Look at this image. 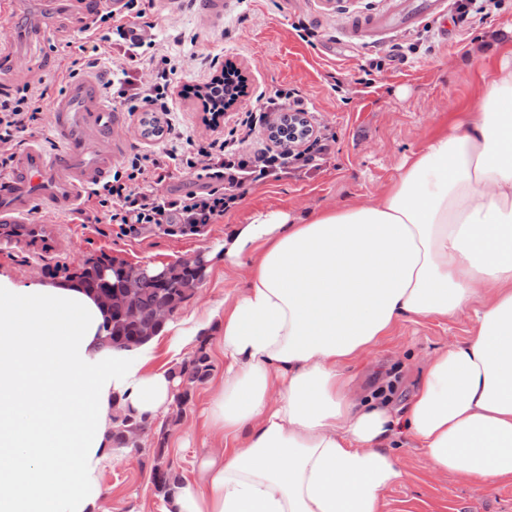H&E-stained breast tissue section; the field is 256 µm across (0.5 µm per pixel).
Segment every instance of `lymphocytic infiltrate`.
<instances>
[{
  "label": "lymphocytic infiltrate",
  "mask_w": 512,
  "mask_h": 512,
  "mask_svg": "<svg viewBox=\"0 0 512 512\" xmlns=\"http://www.w3.org/2000/svg\"><path fill=\"white\" fill-rule=\"evenodd\" d=\"M130 9L129 0H124L121 10H106L99 19L111 22L113 34L125 44L126 61L134 63L141 61L143 47L152 46L156 22L143 8L135 11V22H128L126 12ZM150 66V81L136 82L125 77L109 84L108 89L113 103L126 112L143 111L154 117L161 144L157 151L129 157L112 180L91 192L107 222L119 225L124 234L138 235L164 224L178 225L185 235L198 233L234 208L243 180L263 181L287 173L289 165H310L329 147L328 137L313 132L292 147L275 142L252 154H242L240 143L251 137L256 127L250 113L222 136L208 141L182 138L170 107L176 64L163 55L152 58ZM43 99V91L29 85L17 98L0 99L1 145L22 144L26 135L37 128L42 121ZM175 169L200 170L209 184L203 192L175 198L158 194L156 185Z\"/></svg>",
  "instance_id": "1"
}]
</instances>
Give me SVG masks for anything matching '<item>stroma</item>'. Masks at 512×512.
<instances>
[{"instance_id":"35a3bbf8","label":"stroma","mask_w":512,"mask_h":512,"mask_svg":"<svg viewBox=\"0 0 512 512\" xmlns=\"http://www.w3.org/2000/svg\"><path fill=\"white\" fill-rule=\"evenodd\" d=\"M387 7V0H226L223 15L213 20L202 0H178L173 9H155L156 46L179 64L172 95L178 130L197 139L212 137L202 103L189 90L209 81L215 68L229 64L245 77L247 93L225 110L221 129L232 127L243 112L259 108L285 86L307 102L314 130L335 135L330 153L316 168L243 184L234 210L196 235H170L156 228L139 237L126 236L118 225L99 222L94 203L83 201L66 215L42 206L31 216L36 223L57 224L72 233V254L36 259L22 246L0 252V274L21 286L64 281L86 261L103 255L117 264L149 268L187 256L206 258L204 282L176 312L174 329L157 336L144 364L148 371L174 369L196 349L194 343L180 341L177 329L205 327L211 374L196 385L178 423H170L165 413L155 419L156 428L167 435L168 459L186 480L198 479L210 451L224 446L223 435L207 420L208 401L224 376L215 323L225 303L245 287L241 270L226 265L222 257L225 233L247 223L258 210L306 213L376 197L398 175L405 157L471 111L483 76L512 60V0H505L474 30L454 26L453 38L446 41L435 32L436 20L427 18L379 40L342 42L352 17L376 15ZM88 8L87 0H0V13L17 28L14 51L27 60L22 69L0 66V97L18 96L24 84H36L46 91L44 112H51L68 87L65 77L78 56L71 40L85 24ZM302 26L314 32L313 42L299 37ZM422 37L431 51L389 61L395 47ZM330 42L335 45L331 54L324 50ZM113 112L121 124L118 160L155 150L157 142L144 135L138 116L118 106ZM472 318L469 312L448 320L406 318L381 346L347 364L345 371L363 392L395 381L393 404L406 409L426 354L448 341H464ZM153 448L148 440L136 454L108 451L96 473L101 495L95 512H161L163 502L150 479ZM393 455L408 476L383 492L381 512H512L511 483L480 487L458 476L434 475L424 450L413 442L394 449Z\"/></svg>"}]
</instances>
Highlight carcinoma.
<instances>
[{
    "label": "carcinoma",
    "instance_id": "1",
    "mask_svg": "<svg viewBox=\"0 0 512 512\" xmlns=\"http://www.w3.org/2000/svg\"><path fill=\"white\" fill-rule=\"evenodd\" d=\"M166 282L158 285L153 282L156 271L146 267L116 265L108 258L89 261L82 273L71 277L75 287L83 288L98 298L113 292H120L131 281L140 284L138 291L127 302L125 309L104 308L105 321L102 324V342L109 349L128 350L150 340L144 331L156 318L158 310L174 305L179 308L194 296L189 285L200 286L206 277L204 265L186 267L177 262L165 267ZM212 371L205 341H200L196 350L185 358L174 370L179 385L173 400L179 407L186 406L191 398L193 385L207 378ZM146 417H137L117 408L111 418L110 439L115 449L140 450L144 440L140 429ZM166 437L157 439L154 449L151 478L155 492L164 497L172 487L181 481L172 463L165 458Z\"/></svg>",
    "mask_w": 512,
    "mask_h": 512
}]
</instances>
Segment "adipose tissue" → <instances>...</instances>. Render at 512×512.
I'll return each mask as SVG.
<instances>
[{
    "label": "adipose tissue",
    "instance_id": "1",
    "mask_svg": "<svg viewBox=\"0 0 512 512\" xmlns=\"http://www.w3.org/2000/svg\"><path fill=\"white\" fill-rule=\"evenodd\" d=\"M244 292L224 309L208 419L231 438L163 512H379L405 438L438 475L512 482V65L465 123L407 157L374 201L255 212L224 236ZM473 312L430 353L403 414L361 397L348 362L409 316ZM83 291L0 275V512H94L113 397L155 416L174 384L101 347Z\"/></svg>",
    "mask_w": 512,
    "mask_h": 512
}]
</instances>
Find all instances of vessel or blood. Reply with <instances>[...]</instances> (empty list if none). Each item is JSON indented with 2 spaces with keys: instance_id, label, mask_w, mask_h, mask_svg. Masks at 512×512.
Here are the masks:
<instances>
[{
  "instance_id": "1",
  "label": "vessel or blood",
  "mask_w": 512,
  "mask_h": 512,
  "mask_svg": "<svg viewBox=\"0 0 512 512\" xmlns=\"http://www.w3.org/2000/svg\"><path fill=\"white\" fill-rule=\"evenodd\" d=\"M447 11L446 0H396L390 12L352 19L348 29L353 33L366 28L389 31ZM98 85L97 76H87L73 84L67 97L55 106L52 124L60 141L55 155L28 147L17 155L11 178L0 180V226L16 231L12 238L0 236V249H10L20 240L38 256L70 254L73 239L58 225L29 224L25 216L39 201L58 212H68L80 190L92 188L109 174L115 122L104 108Z\"/></svg>"
}]
</instances>
